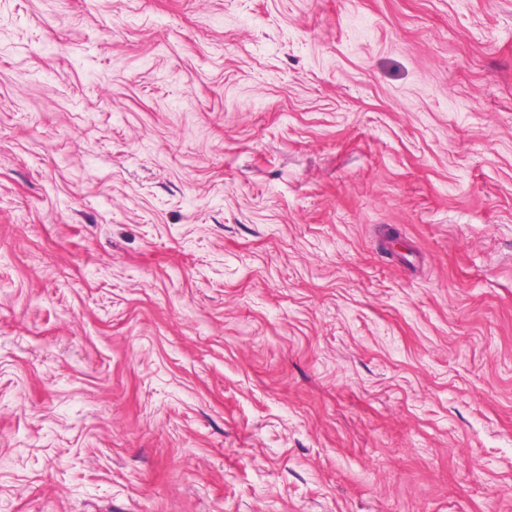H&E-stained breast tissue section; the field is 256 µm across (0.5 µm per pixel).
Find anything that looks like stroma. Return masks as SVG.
<instances>
[{"label":"stroma","mask_w":512,"mask_h":512,"mask_svg":"<svg viewBox=\"0 0 512 512\" xmlns=\"http://www.w3.org/2000/svg\"><path fill=\"white\" fill-rule=\"evenodd\" d=\"M0 512H512V0H0Z\"/></svg>","instance_id":"1"}]
</instances>
